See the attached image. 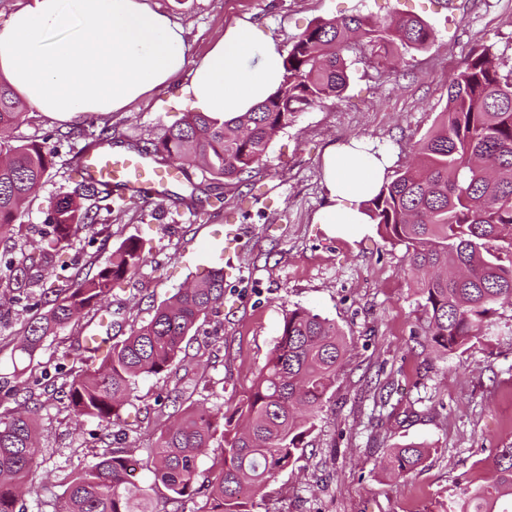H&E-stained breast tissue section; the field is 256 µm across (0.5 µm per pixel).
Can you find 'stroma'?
<instances>
[{
  "label": "stroma",
  "instance_id": "35a3bbf8",
  "mask_svg": "<svg viewBox=\"0 0 512 512\" xmlns=\"http://www.w3.org/2000/svg\"><path fill=\"white\" fill-rule=\"evenodd\" d=\"M147 2L184 28L191 62L240 19L257 23L284 49L314 21L351 14L381 21L416 15L435 36L426 49L405 53L394 72L366 56L354 62L343 97L300 113L270 143L249 184L220 185L197 173L171 178L162 198L125 201L109 232L79 230L66 256L85 269L105 265L130 236L149 248L139 274L108 298L126 313L110 331L115 343L204 269L227 272L220 313L186 337L168 371L139 381L122 434L70 416L53 395L65 381L52 370L56 357L77 347L96 317L48 337L24 362L17 347L33 314L0 304V414L19 409L20 388L40 374L50 383L33 387L40 453L24 512H58L69 477L109 447L126 449L135 463L132 483L167 497L146 454L167 420L161 397L179 395L185 409L233 411L273 350L285 314L297 307L335 321L346 353L303 452L269 481L254 512H446L458 486L486 477L494 449L512 446V307L498 308L488 335L456 352L425 343L405 247L384 241L374 225L348 241L320 224L323 155L363 138L387 150L394 168L405 165L447 103L449 76L473 48H489L502 70L512 69V0ZM191 109L179 87L161 89L114 114L112 134L126 143L154 139ZM67 151L59 146L50 178L0 252L21 254L37 238L50 201L68 184ZM192 193L223 194V210L190 214L181 199ZM407 442L428 444L429 457L412 472L384 474L387 450Z\"/></svg>",
  "mask_w": 512,
  "mask_h": 512
}]
</instances>
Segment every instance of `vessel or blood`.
<instances>
[{"label": "vessel or blood", "instance_id": "vessel-or-blood-1", "mask_svg": "<svg viewBox=\"0 0 512 512\" xmlns=\"http://www.w3.org/2000/svg\"><path fill=\"white\" fill-rule=\"evenodd\" d=\"M86 176L101 181L117 182L131 190H142L146 184L165 180V173L156 171L139 157L103 147L88 155L83 164Z\"/></svg>", "mask_w": 512, "mask_h": 512}]
</instances>
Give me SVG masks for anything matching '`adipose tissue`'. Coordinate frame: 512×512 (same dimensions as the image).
Listing matches in <instances>:
<instances>
[{
	"instance_id": "obj_1",
	"label": "adipose tissue",
	"mask_w": 512,
	"mask_h": 512,
	"mask_svg": "<svg viewBox=\"0 0 512 512\" xmlns=\"http://www.w3.org/2000/svg\"><path fill=\"white\" fill-rule=\"evenodd\" d=\"M185 32L145 0H28L0 28V77L43 116L78 124L123 112L154 89L189 74L196 111L232 118L251 111L279 86L283 53L257 24L228 27L195 64ZM388 155L352 140L323 160L330 232L353 238L370 219L364 203L384 183Z\"/></svg>"
}]
</instances>
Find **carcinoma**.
<instances>
[{
	"mask_svg": "<svg viewBox=\"0 0 512 512\" xmlns=\"http://www.w3.org/2000/svg\"><path fill=\"white\" fill-rule=\"evenodd\" d=\"M433 38L431 26L409 15L387 22L364 15L316 21L295 37L281 84L253 111L225 120L188 112L160 137L129 149L158 169L177 166L188 181L189 166L197 164L204 177L242 184L299 113L341 96L351 55L367 52L393 71L402 53L424 49ZM27 111V102L1 81L0 238L14 234L25 204L53 169L57 149L49 140L70 143L68 166L79 174L50 202L46 229L32 252L19 259L0 254L12 301L42 309L20 346L21 359L30 361L76 314L104 310L112 288L132 279L145 258L143 241L127 238L96 272L65 274L72 264L62 256L78 228L112 215L117 204L108 183L82 174L84 156L112 142V125L106 120L100 127L99 118L90 117L40 142L19 143L8 130ZM365 206L382 238L405 246L410 270L421 274L418 321L426 342L454 352L486 335L495 307L512 306V70H500L488 49H472L448 82V103L419 143L416 160ZM56 263L58 284L35 292L31 268ZM223 303L224 268H213L112 344L99 367L86 366L98 350L95 338L90 347L62 352L55 371L66 376L64 408L106 428L120 424L138 380L169 370L185 337ZM345 349L334 321L301 308L288 311L271 355L232 413L186 410L147 449L154 481L169 491L168 501L200 498L202 512H253L269 480L303 450ZM36 437L28 412L0 417V512H22L19 492L39 454ZM214 446L219 461L204 476L198 459ZM429 454L423 443H404L389 449L385 468L402 474ZM166 502L129 482L128 458L113 448L71 477L59 512H168ZM448 512H512V446L496 449L493 471L482 484L460 488Z\"/></svg>",
	"mask_w": 512,
	"mask_h": 512,
	"instance_id": "carcinoma-1",
	"label": "carcinoma"
}]
</instances>
